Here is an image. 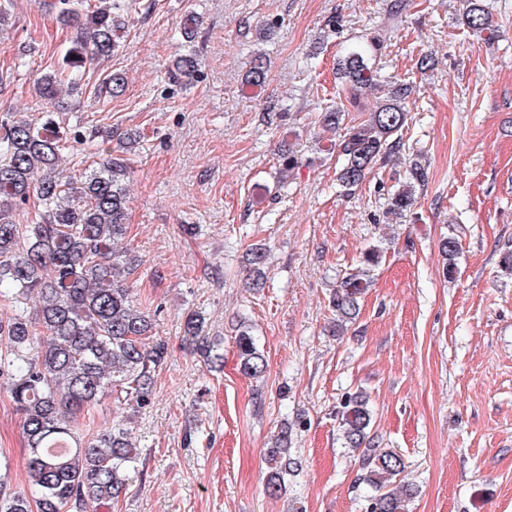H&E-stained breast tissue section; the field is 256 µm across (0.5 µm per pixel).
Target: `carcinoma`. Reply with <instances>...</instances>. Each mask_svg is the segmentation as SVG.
Returning <instances> with one entry per match:
<instances>
[{
    "instance_id": "carcinoma-1",
    "label": "carcinoma",
    "mask_w": 512,
    "mask_h": 512,
    "mask_svg": "<svg viewBox=\"0 0 512 512\" xmlns=\"http://www.w3.org/2000/svg\"><path fill=\"white\" fill-rule=\"evenodd\" d=\"M135 5V0H55L59 23L74 36L63 65L38 79L36 95L59 100L61 86L75 89L77 73L86 63L112 55L121 19ZM463 22L475 35L492 27L483 0H463ZM390 26L386 21L365 44L338 60L342 96L320 113L322 126L335 131L346 114L364 111L365 97L382 93L368 118L334 144L342 157L336 180L346 193L362 184L377 162L398 152L399 133L409 120L412 87L389 80L370 65L382 53ZM198 72L192 56L173 61L172 77L178 82H191ZM66 144L67 136L49 111L39 121L0 119V298L19 305L30 295L37 298L33 312L20 308L8 323H0V337L10 343V353L0 356V379L21 414L29 448L26 492L10 487L8 461L0 460V512H88L118 501L126 491L128 471L139 462V450L123 421L94 433L86 416L106 397L133 410L150 405L156 371L168 356L165 341L153 334L155 316L138 306L129 281L136 258L115 249L127 234L126 159L109 150L92 170L67 179L56 173ZM422 182V168L410 164L409 182L391 196V213L411 208L414 184ZM32 199L43 208L41 221L15 223L13 211ZM439 252L446 273H454L456 238L442 239ZM245 263L247 288L262 291L265 249H251ZM366 276L363 269L351 272L334 289L333 327L358 316ZM184 333L204 361L222 366L221 340L203 334L198 315H187ZM35 344L41 345V354L32 359L29 351ZM237 349L245 374L255 378L265 373L264 354L248 330L239 331ZM371 422L366 396L343 403L345 447L357 454L363 480L376 492L370 512H405L415 490L398 481L404 460L380 447ZM291 443L292 430L283 425L267 448L271 494L291 471Z\"/></svg>"
}]
</instances>
